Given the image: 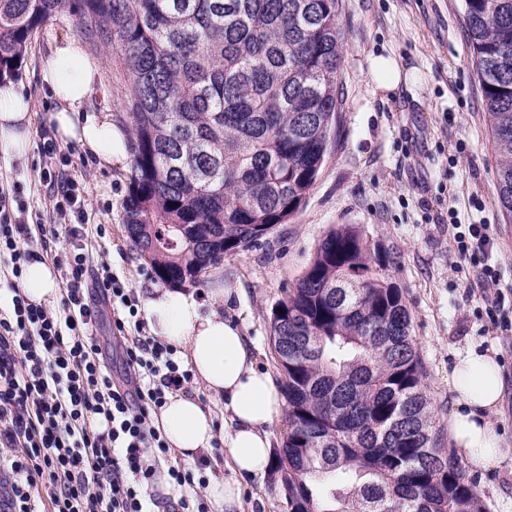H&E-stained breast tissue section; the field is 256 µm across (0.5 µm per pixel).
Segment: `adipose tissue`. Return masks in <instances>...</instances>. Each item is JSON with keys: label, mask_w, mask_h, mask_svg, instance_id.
I'll return each mask as SVG.
<instances>
[{"label": "adipose tissue", "mask_w": 512, "mask_h": 512, "mask_svg": "<svg viewBox=\"0 0 512 512\" xmlns=\"http://www.w3.org/2000/svg\"><path fill=\"white\" fill-rule=\"evenodd\" d=\"M96 69L75 40L64 41L43 66V80L57 102L47 121L59 139L73 141L103 165L124 156L126 136L107 114L79 117L96 82ZM29 105L11 81L0 83V147L24 157L30 148ZM22 289L30 303L54 306L60 283L52 265L26 264ZM221 271H214L210 295L216 305L202 311L194 293L164 290L144 298L142 312L157 339L178 348L204 387L224 400L229 430L224 435L228 476L211 479L206 493L213 512H243L241 476L266 474L274 465L270 428L284 400L269 373L257 365L253 344L225 319L218 304L229 296ZM507 386L494 348L458 355L448 374V439L471 468L497 467L505 456L492 422ZM155 425L180 459L192 463L211 451L213 414L191 396L173 395Z\"/></svg>", "instance_id": "1"}]
</instances>
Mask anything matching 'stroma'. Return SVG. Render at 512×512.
<instances>
[{
    "instance_id": "35a3bbf8",
    "label": "stroma",
    "mask_w": 512,
    "mask_h": 512,
    "mask_svg": "<svg viewBox=\"0 0 512 512\" xmlns=\"http://www.w3.org/2000/svg\"><path fill=\"white\" fill-rule=\"evenodd\" d=\"M464 0H342L339 23L344 59L339 92L342 112L335 143L304 205L277 225L261 247L226 257L224 285L234 291L224 316L237 324L274 380L281 372L271 348V312L305 271L320 239L336 224H354L395 256L390 271L412 318L422 384L440 430L448 428V372L457 355L493 347L508 376L494 417L501 465L467 470L477 483L483 512H512V332L488 316L476 268L462 262L456 224L485 220L497 243L499 289L512 297V224L497 200L496 156L481 84L465 27ZM64 13L32 37L15 84L31 105L32 147L19 161L0 150V190L25 185L28 221H52L51 186L42 178L38 144L56 102L41 79L45 62L65 40L77 37ZM99 64L97 84L79 110L86 116L112 110V65L102 47L85 44ZM397 60L401 80L383 89L371 59ZM68 174L83 190L87 222L81 230L93 268L111 272L143 298L160 287L133 248L122 221L129 159L102 166L79 144H62ZM249 512H288L281 473L241 480Z\"/></svg>"
}]
</instances>
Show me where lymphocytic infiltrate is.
Returning a JSON list of instances; mask_svg holds the SVG:
<instances>
[{
    "mask_svg": "<svg viewBox=\"0 0 512 512\" xmlns=\"http://www.w3.org/2000/svg\"><path fill=\"white\" fill-rule=\"evenodd\" d=\"M40 154L54 188V223L31 228L23 185L0 192V512H39L44 497L51 512H148L144 486L159 468L178 487L206 483L170 463L171 450L150 419L192 373L175 347L147 335L125 282L106 270L91 274L80 242L52 253L63 284L60 308L29 303L20 287L26 263L52 252L58 225L87 219L84 196L67 177V157L49 133L41 135ZM456 243L461 259L479 262L484 285L498 283L489 225H465ZM90 279L100 302L91 300ZM105 306L128 342L120 384L94 343Z\"/></svg>",
    "mask_w": 512,
    "mask_h": 512,
    "instance_id": "1",
    "label": "lymphocytic infiltrate"
}]
</instances>
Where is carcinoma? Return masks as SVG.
Returning a JSON list of instances; mask_svg holds the SVG:
<instances>
[{"instance_id":"carcinoma-1","label":"carcinoma","mask_w":512,"mask_h":512,"mask_svg":"<svg viewBox=\"0 0 512 512\" xmlns=\"http://www.w3.org/2000/svg\"><path fill=\"white\" fill-rule=\"evenodd\" d=\"M65 12L112 59L129 127L123 224L158 280L202 285L298 212L341 109L339 0H0V79ZM465 17L511 224L512 0H465ZM393 265L338 224L271 312L288 512H482L440 446Z\"/></svg>"}]
</instances>
